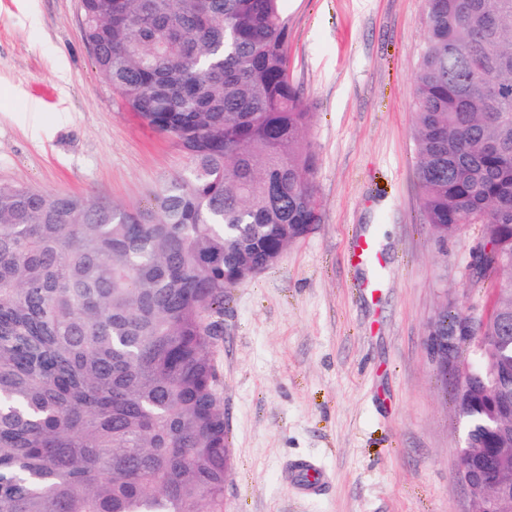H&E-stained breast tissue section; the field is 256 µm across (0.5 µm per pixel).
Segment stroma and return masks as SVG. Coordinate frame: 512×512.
Instances as JSON below:
<instances>
[{
    "instance_id": "1",
    "label": "stroma",
    "mask_w": 512,
    "mask_h": 512,
    "mask_svg": "<svg viewBox=\"0 0 512 512\" xmlns=\"http://www.w3.org/2000/svg\"><path fill=\"white\" fill-rule=\"evenodd\" d=\"M290 76L313 114L321 221L228 289L214 361L224 512H466L465 427L426 349L445 295L481 314L479 234L437 239L415 175L411 103L424 0H282ZM80 0H0V183L146 205L184 157L127 109L80 37ZM374 232L385 276L348 254ZM325 483L303 496L297 460Z\"/></svg>"
}]
</instances>
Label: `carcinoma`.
<instances>
[{
	"instance_id": "obj_1",
	"label": "carcinoma",
	"mask_w": 512,
	"mask_h": 512,
	"mask_svg": "<svg viewBox=\"0 0 512 512\" xmlns=\"http://www.w3.org/2000/svg\"><path fill=\"white\" fill-rule=\"evenodd\" d=\"M425 3L416 175L438 237L482 227L492 310L442 359L485 453L512 448V0ZM83 4L98 70L185 163L146 207L0 184V512H224V289L320 223L288 22L281 0Z\"/></svg>"
}]
</instances>
